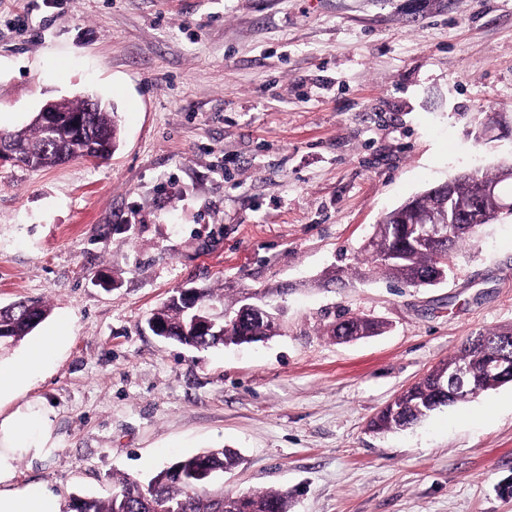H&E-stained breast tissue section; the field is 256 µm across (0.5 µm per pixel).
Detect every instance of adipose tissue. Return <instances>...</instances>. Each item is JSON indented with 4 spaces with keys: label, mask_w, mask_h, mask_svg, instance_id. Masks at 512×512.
Instances as JSON below:
<instances>
[{
    "label": "adipose tissue",
    "mask_w": 512,
    "mask_h": 512,
    "mask_svg": "<svg viewBox=\"0 0 512 512\" xmlns=\"http://www.w3.org/2000/svg\"><path fill=\"white\" fill-rule=\"evenodd\" d=\"M72 324L61 319L45 336L39 337L13 361H0V406L10 404V411L0 409V512H60L57 497L47 488H13L17 463L26 458L40 461L54 446L53 410L39 400L21 401L29 380L40 374L70 340Z\"/></svg>",
    "instance_id": "adipose-tissue-1"
}]
</instances>
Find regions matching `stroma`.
Segmentation results:
<instances>
[{"label":"stroma","mask_w":512,"mask_h":512,"mask_svg":"<svg viewBox=\"0 0 512 512\" xmlns=\"http://www.w3.org/2000/svg\"><path fill=\"white\" fill-rule=\"evenodd\" d=\"M118 114L106 161L0 165V305L72 338L27 387L55 447L16 489L60 512L233 448L225 492L289 512H512V383L409 429L370 420L480 332L512 325V216L430 288L363 274L383 215L512 158V0H0V130L49 100ZM341 283H333L337 268ZM275 306L280 332L197 350L147 320L180 289ZM388 324L339 344L338 310Z\"/></svg>","instance_id":"35a3bbf8"}]
</instances>
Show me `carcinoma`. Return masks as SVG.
<instances>
[{
	"label": "carcinoma",
	"instance_id": "carcinoma-1",
	"mask_svg": "<svg viewBox=\"0 0 512 512\" xmlns=\"http://www.w3.org/2000/svg\"><path fill=\"white\" fill-rule=\"evenodd\" d=\"M120 141L118 115L106 103L99 111L83 113L82 127L73 131L66 125L48 133L37 122L11 132H0V142L23 165L49 167L73 157L93 155L107 159L116 151ZM509 162L498 165L494 171L479 172L489 181L499 184L500 195L512 200V176H508ZM446 204L448 215H464V224H448V241L444 253L451 258L460 243L473 237L480 226L495 218L492 206L477 207L470 181L457 180L448 198L443 202L435 194L424 192L387 212L366 249L370 258L369 271H380L397 283L414 285L417 278L429 276L440 265L433 253L417 245L421 223L436 206ZM195 313L187 312L188 301L183 294L170 296L149 321L167 331L171 339L182 345L209 348L217 345H242L266 337L262 323L255 320H213L211 329L196 332L191 323L195 317L209 318L208 304L215 301L212 292H195ZM48 307L40 300L20 299L0 307V344L15 343L31 334L48 316ZM354 328L361 337L379 334L383 323L366 316L345 312L329 325L327 333L341 340L347 327ZM504 355L512 357V327L489 334H480L469 340L460 352L442 366L406 389L397 401L386 407L373 421L378 430H402L440 406L458 403L447 385L450 373L458 364H466L481 371L470 382L471 395L506 384L512 380L496 373H484L485 364ZM238 453L231 448H217L183 457L158 471L143 487L133 480L122 481L121 489L112 497L74 499L75 512H288L289 495L286 491L241 492L229 494L213 489L215 477L236 468Z\"/></svg>",
	"mask_w": 512,
	"mask_h": 512
}]
</instances>
